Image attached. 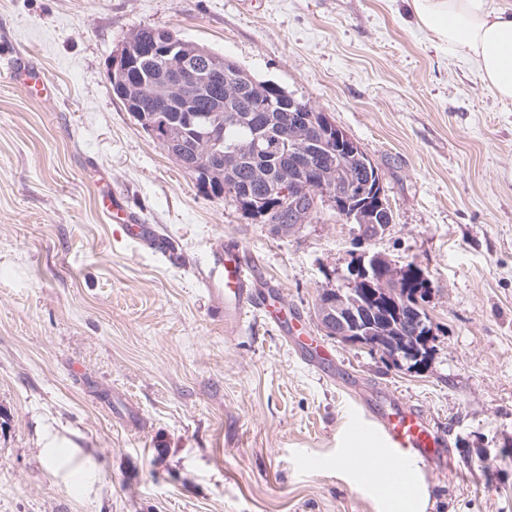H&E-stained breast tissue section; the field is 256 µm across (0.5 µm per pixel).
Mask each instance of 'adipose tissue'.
Wrapping results in <instances>:
<instances>
[{"label":"adipose tissue","mask_w":512,"mask_h":512,"mask_svg":"<svg viewBox=\"0 0 512 512\" xmlns=\"http://www.w3.org/2000/svg\"><path fill=\"white\" fill-rule=\"evenodd\" d=\"M436 45L471 60L495 95L512 100V5L498 0H410Z\"/></svg>","instance_id":"adipose-tissue-1"}]
</instances>
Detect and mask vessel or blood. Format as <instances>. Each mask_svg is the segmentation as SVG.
Returning a JSON list of instances; mask_svg holds the SVG:
<instances>
[{"instance_id": "vessel-or-blood-1", "label": "vessel or blood", "mask_w": 512, "mask_h": 512, "mask_svg": "<svg viewBox=\"0 0 512 512\" xmlns=\"http://www.w3.org/2000/svg\"><path fill=\"white\" fill-rule=\"evenodd\" d=\"M6 64L13 79L38 98H49L51 89L42 68L30 63L19 52H11ZM100 207L104 214L123 224L129 239L163 249L165 237L156 226L142 223L129 212L116 189L103 192ZM259 261L238 246L218 250L208 266L203 282L209 293L224 301L225 324L238 323L250 309L268 313L278 328L297 345L302 357L317 366L331 356L312 336L304 319L278 299L279 285L264 282ZM359 419L349 426L350 435L359 445L354 463L381 460L387 456L415 457L433 462L446 457V441L429 417L418 408L400 401L387 390L377 392L374 400L359 401Z\"/></svg>"}]
</instances>
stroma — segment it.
<instances>
[{
  "label": "stroma",
  "mask_w": 512,
  "mask_h": 512,
  "mask_svg": "<svg viewBox=\"0 0 512 512\" xmlns=\"http://www.w3.org/2000/svg\"><path fill=\"white\" fill-rule=\"evenodd\" d=\"M167 28L309 100L377 166L393 213L364 238L330 204L275 233L202 195L112 93L137 26ZM0 42L56 86L0 67V512H386L338 466L348 383L432 417L427 512H512V101L435 48L404 0H0ZM107 175L166 252L98 211ZM238 244L330 350L304 362L251 311L231 334L198 270ZM431 282L420 371L324 335L320 293L363 254ZM134 50L129 42L124 41L121 48L110 60V80L112 82H124L128 62ZM10 56L6 64L13 79L26 88L35 97L48 99L51 89L45 79L42 68L30 63L18 51L13 50L7 53Z\"/></svg>",
  "instance_id": "35a3bbf8"
}]
</instances>
